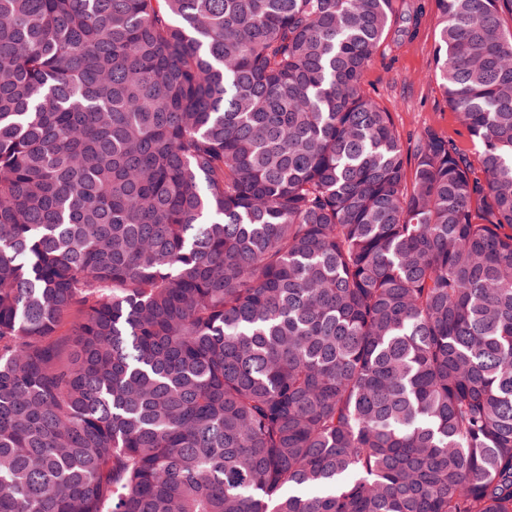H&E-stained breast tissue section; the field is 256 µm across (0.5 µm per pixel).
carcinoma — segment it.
Instances as JSON below:
<instances>
[{"mask_svg":"<svg viewBox=\"0 0 512 512\" xmlns=\"http://www.w3.org/2000/svg\"><path fill=\"white\" fill-rule=\"evenodd\" d=\"M0 0V512H512V0ZM419 32L413 39L391 43L364 74V81L378 103L391 112L403 140L433 128L462 150L470 151L467 128L434 78L436 15L428 0Z\"/></svg>","mask_w":512,"mask_h":512,"instance_id":"carcinoma-1","label":"carcinoma"}]
</instances>
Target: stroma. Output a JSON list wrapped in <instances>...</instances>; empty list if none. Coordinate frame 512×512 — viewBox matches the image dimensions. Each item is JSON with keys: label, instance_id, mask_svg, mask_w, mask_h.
<instances>
[{"label": "stroma", "instance_id": "35a3bbf8", "mask_svg": "<svg viewBox=\"0 0 512 512\" xmlns=\"http://www.w3.org/2000/svg\"><path fill=\"white\" fill-rule=\"evenodd\" d=\"M436 25L435 14L425 11L416 37L390 44L366 70L364 81L378 103L391 112L402 139L430 127L467 151L468 131L434 78Z\"/></svg>", "mask_w": 512, "mask_h": 512}]
</instances>
